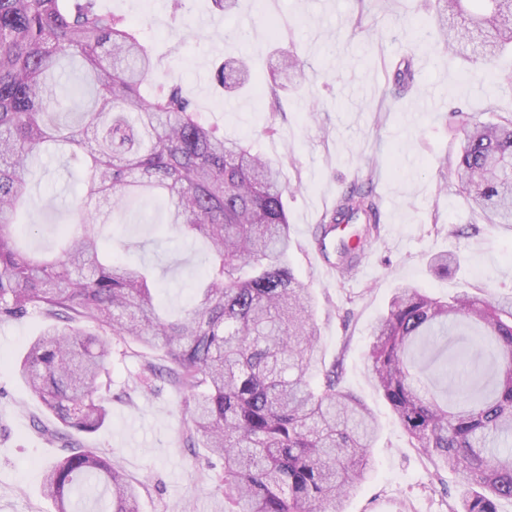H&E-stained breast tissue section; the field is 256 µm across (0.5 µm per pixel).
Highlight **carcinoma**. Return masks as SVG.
<instances>
[{
	"label": "carcinoma",
	"instance_id": "1",
	"mask_svg": "<svg viewBox=\"0 0 512 512\" xmlns=\"http://www.w3.org/2000/svg\"><path fill=\"white\" fill-rule=\"evenodd\" d=\"M440 2L468 23L457 32L440 28L448 53H460L471 28L483 36L486 68L512 45V0ZM96 4L0 0V322L33 313L46 322L17 366L57 423L39 429L63 441L43 495L68 512L77 491L102 485L103 512H139L118 464L78 439L109 418L98 381L110 377L109 338L119 336L159 353L144 361L142 380L177 387L191 408L190 442L224 461L215 486L224 512H343L347 493L371 476L379 424L341 386V362H325L310 288L288 260L280 163L201 123L182 87L158 75L132 25ZM65 58L81 67L79 92L93 90L73 125L55 112ZM277 70L288 81L304 77L288 50ZM249 77L243 57L216 71L227 92ZM414 77L410 55L394 86ZM451 119L461 139L449 175L485 223L512 226V172L504 167L512 117L485 124L456 110ZM49 143L85 167V193L78 227L63 234L57 252L36 256L18 246L27 228L19 209ZM154 194L167 204L169 229L211 247L199 300L179 315L160 311L148 273L112 256L103 234L129 198ZM378 211L372 184L362 182L322 216L316 242L327 261L331 234L359 225L336 244L340 273L374 237ZM458 263L448 253L429 265L446 277ZM486 352L489 366L467 376L463 395L435 390ZM369 374L413 447L459 475L456 512H498L500 500L512 501V451L489 448L493 437H512V301L395 289L373 327Z\"/></svg>",
	"mask_w": 512,
	"mask_h": 512
}]
</instances>
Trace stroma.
<instances>
[{
  "mask_svg": "<svg viewBox=\"0 0 512 512\" xmlns=\"http://www.w3.org/2000/svg\"><path fill=\"white\" fill-rule=\"evenodd\" d=\"M435 0H236L229 11L213 0H184L173 18L169 0H97L99 11L137 25L162 73L181 85L202 123L240 137L283 163L291 225L289 262L315 299V322L327 360H341L343 386L380 424L371 479L344 500L345 512H454L462 488L448 471H435L374 387L366 354L371 327L395 288L412 284L445 296L460 290L512 298V227L480 223L442 166L453 159L459 134L451 110L497 121L512 115V94L498 90V75L512 71L504 52L495 72L466 74L463 61L437 43ZM283 25L280 42L266 33V15ZM304 62L305 81L281 94L280 111L244 90L219 95L214 63L247 55L256 80L268 76L276 45ZM413 56L416 82L395 94L387 87L396 65ZM274 135H265L266 127ZM376 162L373 189L386 213L369 252L346 276L327 270L314 251L321 215ZM83 190V172L65 155L48 156L30 187L28 247L55 248L59 227L73 223L71 205ZM166 204L132 199L108 229L114 254L153 270L167 309L195 302L206 277L210 246L164 232ZM454 252L460 265L436 274L431 256ZM44 327L33 314L0 323V512H57L42 494L44 474L62 455L40 425H54L15 371L25 343ZM149 350L112 341L110 416L85 447L112 457L140 491V512H224L214 490L222 465L206 448L187 447L184 396L163 380L139 378Z\"/></svg>",
  "mask_w": 512,
  "mask_h": 512,
  "instance_id": "stroma-1",
  "label": "stroma"
}]
</instances>
